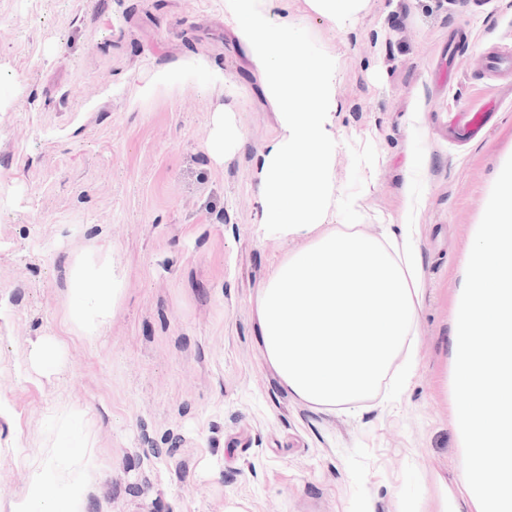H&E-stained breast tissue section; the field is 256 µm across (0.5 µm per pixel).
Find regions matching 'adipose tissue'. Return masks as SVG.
<instances>
[{
    "instance_id": "ef3b65f1",
    "label": "adipose tissue",
    "mask_w": 512,
    "mask_h": 512,
    "mask_svg": "<svg viewBox=\"0 0 512 512\" xmlns=\"http://www.w3.org/2000/svg\"><path fill=\"white\" fill-rule=\"evenodd\" d=\"M279 2L224 0L279 125L257 157L260 222L302 242L258 289L256 324L281 386L296 401L331 410L375 393L410 343L423 292L418 227L406 217L399 233L379 239L352 224L342 230L328 223L336 59L288 54L293 19H268ZM67 285L68 319L87 331L122 293L120 276L105 265L70 274ZM98 469L91 452L63 441L11 512H87ZM50 486L56 489L51 496Z\"/></svg>"
}]
</instances>
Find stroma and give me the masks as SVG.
I'll list each match as a JSON object with an SVG mask.
<instances>
[{
    "mask_svg": "<svg viewBox=\"0 0 512 512\" xmlns=\"http://www.w3.org/2000/svg\"><path fill=\"white\" fill-rule=\"evenodd\" d=\"M288 12L290 52L336 56L330 223L380 238L407 189L421 202L407 388L326 410L263 357L254 299L299 243L256 222L278 123L224 0H0V512L71 424L99 462L88 512H433L440 484L460 493L450 348L461 264L512 157V76L483 62L512 47V0H371L343 30L304 0ZM197 59L208 71L185 72ZM159 70L170 85L140 100ZM478 105L489 121L467 130ZM221 107L243 137L220 163ZM81 260L124 280L91 336L68 323Z\"/></svg>",
    "mask_w": 512,
    "mask_h": 512,
    "instance_id": "35a3bbf8",
    "label": "stroma"
}]
</instances>
